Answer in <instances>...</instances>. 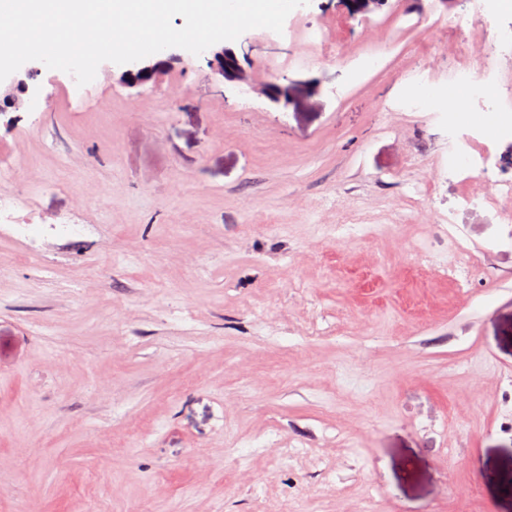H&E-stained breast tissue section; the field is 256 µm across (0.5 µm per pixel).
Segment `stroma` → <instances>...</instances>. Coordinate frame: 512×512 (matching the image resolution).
Segmentation results:
<instances>
[{"instance_id": "1", "label": "stroma", "mask_w": 512, "mask_h": 512, "mask_svg": "<svg viewBox=\"0 0 512 512\" xmlns=\"http://www.w3.org/2000/svg\"><path fill=\"white\" fill-rule=\"evenodd\" d=\"M503 22L311 0L239 37L252 90L41 68L0 112V196L37 191L0 224V512H512V135L463 173L443 105Z\"/></svg>"}]
</instances>
